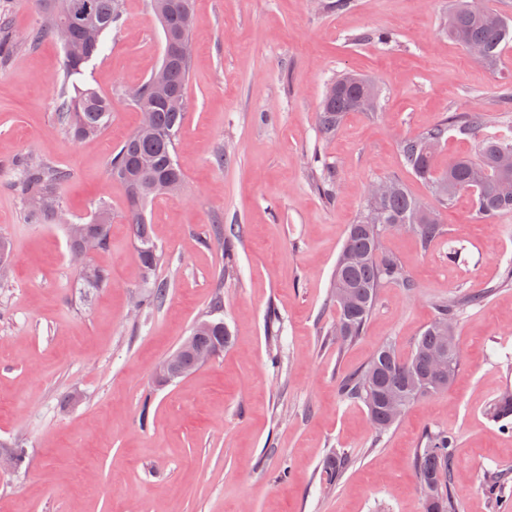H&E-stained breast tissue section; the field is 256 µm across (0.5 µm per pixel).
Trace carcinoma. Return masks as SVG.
Masks as SVG:
<instances>
[{
	"label": "carcinoma",
	"mask_w": 512,
	"mask_h": 512,
	"mask_svg": "<svg viewBox=\"0 0 512 512\" xmlns=\"http://www.w3.org/2000/svg\"><path fill=\"white\" fill-rule=\"evenodd\" d=\"M79 0H37L44 15V27L33 30L24 37L32 44L39 41L41 33L55 34ZM92 9L87 25L98 28L95 40L84 36L83 26L72 32L69 44L62 47V83L57 101V116L61 125L75 138L83 139L99 134L108 125L112 115L111 101L82 83L86 69L103 51L106 39L117 33L123 25L121 0H91ZM195 0H152V8H165L162 32L165 49L162 60L168 62V86L158 90L148 82L137 86L141 98L139 110L150 113L153 133L150 136L134 131L119 145L112 155L110 175L125 188L129 202V224L138 243V256L144 271L147 291L141 296V309L146 311L161 307L167 300V283L154 279L161 254L156 249L151 225L144 217V207L150 196L143 194L146 183L157 186L156 193H166L173 187H182L183 175L176 160V151L184 126L188 103L182 109H173L168 100L173 94L186 95L190 75L192 45L191 31L194 23ZM448 37L465 48L480 47V62L490 68L497 66L500 56L512 42V23L479 6L474 0H453L446 21ZM19 39L9 26L0 21V60L17 46ZM373 81L357 75L343 74L326 90L318 113V123L323 136L333 134L344 117L358 111L357 99L366 92ZM489 123L481 112H461L434 125L421 134L401 142L400 152L404 165L419 178L433 184L442 205L450 204L460 193L470 191L480 217L493 219L512 213V171L498 174L501 155L512 152V136L487 135L479 142V154L472 158L462 156L448 164V170H436L432 145H444L448 127H454L464 136H475ZM68 173L46 161L25 157L17 164L16 189L26 201L29 219L34 222L55 221L62 208L60 189L67 181ZM393 192L381 201L367 199L358 219L348 227V232L336 261L332 295L345 290L350 296L347 306L338 310L336 342L350 344L361 336L371 316L380 289L388 285L412 288L414 283L396 258L385 254L381 242L366 234L362 225L373 218L378 224H402L422 215L423 219L412 229L422 247L429 248L444 235V225L436 211L414 198L407 188L392 178ZM89 224L101 234L98 249L109 244L111 215L104 203L96 207ZM239 230L225 231L214 228V240L224 254V266L218 274L232 272L236 261L235 244ZM83 287L98 288L108 280L104 269L89 262L78 267ZM488 296L481 291L462 295L436 304L437 314L420 333L409 355L403 357L390 344L380 346L369 363L361 370L346 376L340 385L342 395L362 402L369 421H377L386 431L396 424L392 418V406L399 402L408 406L414 400L431 395L448 387L450 378L442 381L429 380L417 387L415 382L426 376L424 356L440 347L447 348L451 369H456L459 351L454 327L461 309L477 305ZM222 296L214 294L206 315L198 322L209 326H192L191 335L200 348L224 346L230 341V333L219 318ZM455 436L438 431L428 432L423 446L414 457L419 481L428 480L435 485V498L425 512H455L448 495L445 477L451 473ZM346 455L333 452L323 463L327 483L332 485L340 476Z\"/></svg>",
	"instance_id": "1"
}]
</instances>
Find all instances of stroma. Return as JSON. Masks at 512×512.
Masks as SVG:
<instances>
[{
	"instance_id": "1",
	"label": "stroma",
	"mask_w": 512,
	"mask_h": 512,
	"mask_svg": "<svg viewBox=\"0 0 512 512\" xmlns=\"http://www.w3.org/2000/svg\"><path fill=\"white\" fill-rule=\"evenodd\" d=\"M330 2L196 0L176 152L184 185L145 207L165 257L155 276L169 296L142 317L138 247L109 164L141 122L127 92L162 56L150 0H124L120 32L86 70L112 103L95 137L74 138L57 119L55 38L19 45L0 63V235L12 246L0 288V445L21 441L30 455L26 470L0 475V512H424L413 457L430 430L456 438V512H500L484 479L512 483V432L489 414L512 393V213L480 218L464 193L440 207L445 234L430 248L408 233L385 235L384 251L414 288L381 289L363 335L345 348L326 333L336 323V259L370 185L396 177L439 207L404 168L400 141L467 109L484 113L490 132H512L502 100L512 48L493 69L472 59L444 31L449 0H350L341 11ZM374 31L383 39L360 41ZM345 73L378 84V109L350 113L321 139L320 102ZM316 154L340 175L329 200L307 166ZM27 156L68 171L61 198L74 223L88 222L99 201L111 207L110 245L91 256L110 274L103 287L80 288L62 226L28 219L11 187ZM219 224L241 230L238 267L222 281ZM485 288L488 299L457 318L460 359L447 389L375 436L364 405L342 397L341 379L382 344L410 353L435 300ZM218 291L231 343L158 385L156 365ZM69 392L79 400L66 407ZM332 448L349 462L331 486L322 463Z\"/></svg>"
}]
</instances>
